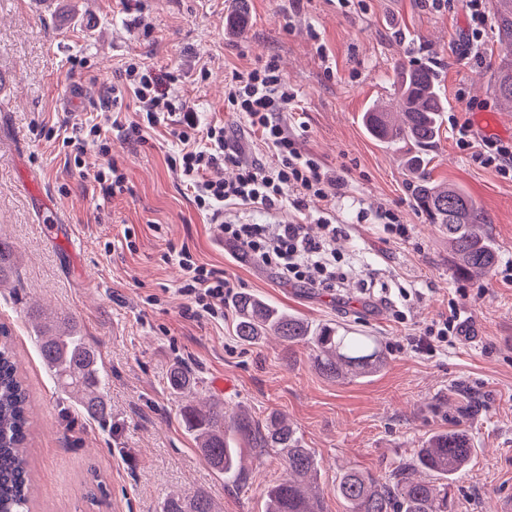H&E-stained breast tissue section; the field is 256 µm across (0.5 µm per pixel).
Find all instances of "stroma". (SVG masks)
I'll return each instance as SVG.
<instances>
[{"instance_id": "stroma-1", "label": "stroma", "mask_w": 512, "mask_h": 512, "mask_svg": "<svg viewBox=\"0 0 512 512\" xmlns=\"http://www.w3.org/2000/svg\"><path fill=\"white\" fill-rule=\"evenodd\" d=\"M462 0H0V238L20 254L19 288H0V324L11 331L32 406L31 467L40 493L31 512H159L172 492L201 489L221 512H263V493L285 470L275 455L245 453L246 480H224L200 455L182 425L181 401L167 376L192 371L198 394L263 419L278 412L297 428L319 464L324 512H345L336 485L353 466L392 481L421 441L451 426L465 428L473 454L452 486L455 512H497L512 490V181L475 164L450 125L430 155L431 175L464 189L486 212L484 233L498 258L489 275L456 269L445 236L427 223L408 189L404 144L384 145L361 123L373 103L394 104L398 63H434L446 115L469 121L476 139L505 130L482 74L499 46L487 37L470 52ZM278 58L297 94L282 120L303 151L324 165L349 168L336 201L347 227L335 248L349 266L340 288L279 281L223 244L168 163L177 145L165 130L134 149L113 137L109 157L87 148L81 167L43 124L79 127L102 112L105 90L125 62L141 59L180 71L173 91L202 121L224 122L248 159L273 152L243 133L224 111L232 71ZM124 169L130 190L103 199L95 181L106 159ZM400 211L412 236L386 237L358 222L360 204ZM61 223L42 222L44 205ZM135 250L119 248L124 228ZM188 245L200 262L224 272L237 291L256 294L315 324H337L379 337L385 368L367 377L330 379L309 349L275 337L258 345L236 336L235 313L188 319L169 245ZM404 302L395 322L383 294ZM401 300V299H400ZM456 304L465 334L427 351L424 328ZM64 311L98 350L109 380L111 419L102 425L72 408L33 342L34 307Z\"/></svg>"}]
</instances>
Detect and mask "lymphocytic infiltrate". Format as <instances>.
I'll return each mask as SVG.
<instances>
[{"label": "lymphocytic infiltrate", "instance_id": "lymphocytic-infiltrate-1", "mask_svg": "<svg viewBox=\"0 0 512 512\" xmlns=\"http://www.w3.org/2000/svg\"><path fill=\"white\" fill-rule=\"evenodd\" d=\"M173 72L162 71L143 62L125 63L112 86V114L90 120L71 129L66 124L48 128V138L58 140L82 157L87 146L108 154L111 135L120 132L131 145L148 144L151 131L167 127L178 151L170 163L179 168L182 183L190 192L197 211L211 219H221L223 211L245 209L273 214L283 201H290L296 213L305 211L308 199L325 201V208L313 216L318 233L297 218L265 224L224 221V241L242 250L257 265L273 271L281 280L307 288L334 289L343 279L342 260L329 245L342 233L336 222L335 200L348 185L344 171L331 169L312 154L301 151L295 137L280 121L281 112L296 99L276 60L245 71H233L224 92V109L240 115L253 136L272 148L271 164L247 162L230 147L227 130L218 122H202L191 106L175 100L170 87ZM135 120H127V112ZM457 144L470 153L471 160L512 179V142L485 139L474 143L469 123H454ZM237 169L234 180L212 178L210 172L224 164ZM169 258L181 271L179 291L188 303L189 318L224 317V302L235 288L225 275L200 263L188 245L171 248Z\"/></svg>", "mask_w": 512, "mask_h": 512}]
</instances>
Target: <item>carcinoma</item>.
Instances as JSON below:
<instances>
[{"label":"carcinoma","instance_id":"cac0c4a2","mask_svg":"<svg viewBox=\"0 0 512 512\" xmlns=\"http://www.w3.org/2000/svg\"><path fill=\"white\" fill-rule=\"evenodd\" d=\"M493 29L502 48L494 62L489 87L496 99L512 109V0H491ZM403 118L370 106L362 121L371 136L382 143L409 145L404 165L410 175L412 197L428 223L438 225L458 260L459 270L489 273L497 253L482 225L485 212L462 189L438 183L430 175L428 148L438 140L444 106L435 68L403 64L397 76ZM15 255L13 246L0 239V286L8 283ZM236 336L250 345L268 336L288 348L306 345L314 366L331 379L355 377L382 369L385 358L376 336L338 325H315L251 294L232 300ZM35 345L42 363L62 392L70 395L78 411L93 421L109 417L108 381L100 356L68 316L48 317L42 311ZM170 394L185 400L183 425L193 436L207 463L232 482L244 479L242 452L259 456L274 451L283 461L285 478L265 492V512H323L316 490L318 462L306 448L296 427L281 413L256 421L214 400L196 404L187 400L197 388L196 378L182 366L167 376ZM31 427L29 393L18 371L8 328L0 329V512H29L34 479L27 448ZM473 448L462 428L428 436L412 459L396 472L394 481L382 482L355 468L339 477L337 490L348 504L347 512H452L450 481L466 469ZM160 512H217L203 492L171 494Z\"/></svg>","mask_w":512,"mask_h":512}]
</instances>
